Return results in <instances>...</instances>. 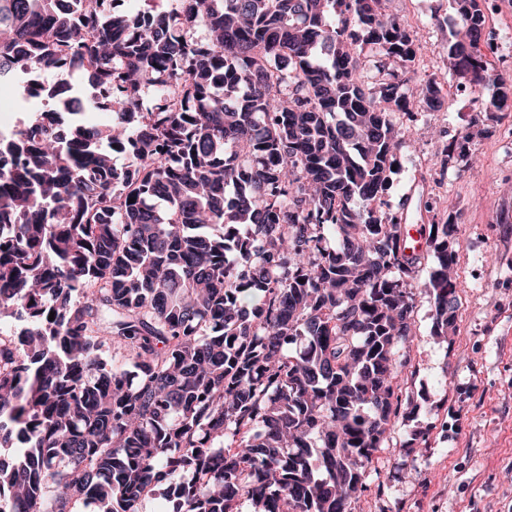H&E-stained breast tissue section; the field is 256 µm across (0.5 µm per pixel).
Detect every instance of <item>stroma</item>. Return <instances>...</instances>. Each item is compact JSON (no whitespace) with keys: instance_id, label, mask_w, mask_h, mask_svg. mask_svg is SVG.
<instances>
[{"instance_id":"stroma-1","label":"stroma","mask_w":512,"mask_h":512,"mask_svg":"<svg viewBox=\"0 0 512 512\" xmlns=\"http://www.w3.org/2000/svg\"><path fill=\"white\" fill-rule=\"evenodd\" d=\"M385 8L419 28L426 48L415 61L418 74L446 73L454 0H420L416 14L410 0H386ZM470 115L453 99L399 118L410 135L390 200L412 195L407 221L424 224L418 201L436 198L458 225L460 307L453 334L440 339L431 299L416 289V330L402 373L413 409L377 452L356 512H512V223L497 221L512 211V154L499 147L502 121L488 120L472 168L459 173L437 162ZM417 428L427 430V447H408Z\"/></svg>"}]
</instances>
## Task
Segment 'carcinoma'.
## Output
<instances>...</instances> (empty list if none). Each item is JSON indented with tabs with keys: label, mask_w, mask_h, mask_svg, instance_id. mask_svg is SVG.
<instances>
[{
	"label": "carcinoma",
	"mask_w": 512,
	"mask_h": 512,
	"mask_svg": "<svg viewBox=\"0 0 512 512\" xmlns=\"http://www.w3.org/2000/svg\"><path fill=\"white\" fill-rule=\"evenodd\" d=\"M379 2L0 0V94L28 113L0 137L12 512H143L161 487V512H354L411 404L414 289L436 336L458 304V225L424 203L408 252L385 200L397 116L445 80ZM455 3L462 172L512 83L490 0ZM63 70L80 84L31 93ZM499 9L487 11L486 13V26L493 32V38L488 40L487 44L483 45L484 50L487 52L495 64L500 58L503 50L502 46V28L497 22L499 17ZM496 70L500 73L504 79H512V48L510 53L504 54L499 62H497Z\"/></svg>",
	"instance_id": "cac0c4a2"
}]
</instances>
